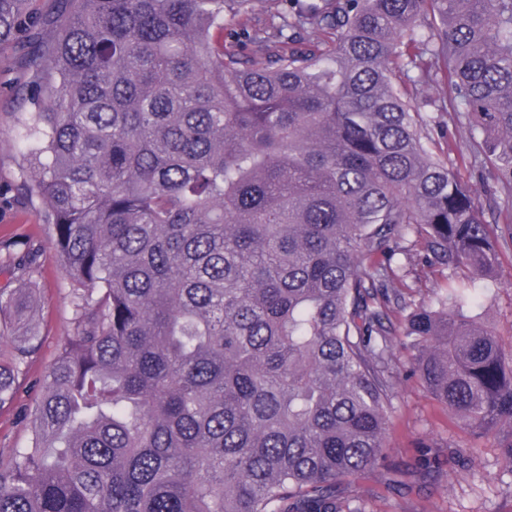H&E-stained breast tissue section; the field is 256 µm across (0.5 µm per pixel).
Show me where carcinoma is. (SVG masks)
<instances>
[{
    "label": "carcinoma",
    "mask_w": 512,
    "mask_h": 512,
    "mask_svg": "<svg viewBox=\"0 0 512 512\" xmlns=\"http://www.w3.org/2000/svg\"><path fill=\"white\" fill-rule=\"evenodd\" d=\"M253 2L55 0L28 24L0 0L29 73L21 190L73 325L27 445L0 455V512H361L348 490L385 458L402 374L477 438L512 426V351L470 315L477 289L433 308L397 286L412 234L430 265L496 272L502 236L417 96L443 74L482 135L471 165L511 197L512 0H289L267 27ZM39 252L0 240L19 258L0 409L37 349Z\"/></svg>",
    "instance_id": "obj_1"
}]
</instances>
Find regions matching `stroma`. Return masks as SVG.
Returning a JSON list of instances; mask_svg holds the SVG:
<instances>
[{
    "label": "stroma",
    "instance_id": "35a3bbf8",
    "mask_svg": "<svg viewBox=\"0 0 512 512\" xmlns=\"http://www.w3.org/2000/svg\"><path fill=\"white\" fill-rule=\"evenodd\" d=\"M25 72L15 45H0V239L23 238L41 248V305L37 320L41 338L27 374L20 380L14 402L0 410V452L25 446L28 438L24 413L41 394L60 344L72 331L66 280L52 245V231L41 211L21 194L19 185L18 134L12 114L18 111L25 88ZM425 119L447 127L457 149L450 160L459 177L491 206H503L504 193L489 195L480 172L464 164L473 139L469 126L457 124L453 113L422 109ZM411 300L429 306L448 287L446 268L419 266L417 277L407 280ZM483 297L473 311L478 323L492 327L504 350L512 351V242H504L493 278L479 281ZM448 407L413 381L395 385L387 427L386 461L379 470L352 486L362 512H512V463L502 458L497 436L478 441L467 459L455 449L467 443ZM446 459L443 473L435 479L413 468L422 453ZM392 478L398 490L377 496L385 479Z\"/></svg>",
    "mask_w": 512,
    "mask_h": 512
}]
</instances>
